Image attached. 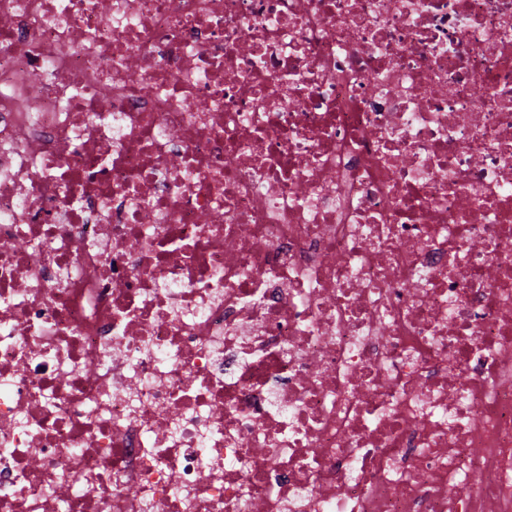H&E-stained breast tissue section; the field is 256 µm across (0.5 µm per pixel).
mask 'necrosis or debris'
Listing matches in <instances>:
<instances>
[{"label": "necrosis or debris", "instance_id": "obj_1", "mask_svg": "<svg viewBox=\"0 0 512 512\" xmlns=\"http://www.w3.org/2000/svg\"><path fill=\"white\" fill-rule=\"evenodd\" d=\"M0 512H512V0H0Z\"/></svg>", "mask_w": 512, "mask_h": 512}]
</instances>
